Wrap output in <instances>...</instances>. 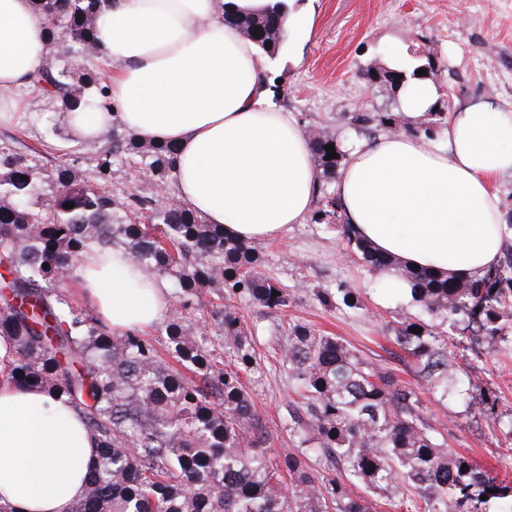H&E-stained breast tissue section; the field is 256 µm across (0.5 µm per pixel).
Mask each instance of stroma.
<instances>
[{"mask_svg": "<svg viewBox=\"0 0 512 512\" xmlns=\"http://www.w3.org/2000/svg\"><path fill=\"white\" fill-rule=\"evenodd\" d=\"M297 29L266 67L279 79L280 108L304 129L328 126L349 141L362 139L350 125L356 112H395L388 89L370 86L362 72L398 61L407 67L433 57V82L442 101L461 109L482 102L512 105V0H291ZM23 108L0 118V146L34 150L38 165L74 167L82 180L97 183L100 152L112 140L75 137L55 104L20 90ZM264 273L295 294L284 312L249 301L235 304L255 328L258 366L246 389L264 419L270 447L289 445L283 425L293 385L278 362L279 326L300 321L349 341L362 355L414 380V360L386 330L387 322L414 316L415 306L380 277L370 275L347 246L343 221L292 225L280 238L256 243ZM350 288L362 309H329L313 297L316 288ZM457 384L449 397L422 390L425 412L448 445L482 470L512 480V345L491 355L484 342L468 340L454 352Z\"/></svg>", "mask_w": 512, "mask_h": 512, "instance_id": "obj_1", "label": "stroma"}]
</instances>
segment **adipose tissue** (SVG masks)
I'll return each instance as SVG.
<instances>
[{
  "label": "adipose tissue",
  "mask_w": 512,
  "mask_h": 512,
  "mask_svg": "<svg viewBox=\"0 0 512 512\" xmlns=\"http://www.w3.org/2000/svg\"><path fill=\"white\" fill-rule=\"evenodd\" d=\"M112 61L111 105L60 120L83 140L113 125L176 148L177 199L246 241L307 221L318 173L309 137L272 103L257 47L224 21V0H106L95 26ZM50 60L32 0H0V94L29 85ZM512 176V109L448 112L435 139L405 133L356 141L332 192L355 235L403 265L469 278L494 268L507 235L494 184ZM81 285L113 333L152 329L167 285L119 248L88 244ZM0 340V504L70 512L96 443L71 404L19 386Z\"/></svg>",
  "instance_id": "ef3b65f1"
}]
</instances>
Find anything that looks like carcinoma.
Masks as SVG:
<instances>
[{"label":"carcinoma","instance_id":"obj_1","mask_svg":"<svg viewBox=\"0 0 512 512\" xmlns=\"http://www.w3.org/2000/svg\"><path fill=\"white\" fill-rule=\"evenodd\" d=\"M101 2L34 0L60 57L87 63L76 78L66 61L51 63L34 78L33 87L59 103L61 112L110 103L106 75L91 63ZM288 12V0H271L260 13L226 9L224 22L272 60L283 50L282 20ZM364 76L396 98L408 81L405 71L384 66L371 67ZM444 115L430 113V121L413 134L434 136ZM351 125L373 136L399 130L393 112H356ZM309 140L319 170L312 221L332 222L336 202L330 188L347 150L328 127L309 130ZM330 144L338 157L329 160ZM174 155L168 144L114 133L99 155V178L110 175L103 167L124 161L165 185L173 179ZM45 182L56 187L47 199L39 195ZM68 202L74 208H63ZM346 236L367 271L395 270L409 284L412 301L445 327L437 332L417 317L393 327L396 343L416 360V376L436 392L448 395L455 382L452 358L461 339L451 331L458 324L484 336L492 350L507 342L512 258L464 280L403 268L351 233ZM91 241L106 248L121 245L147 275L160 272L174 280L167 350L192 367L195 378L163 363L144 337L113 334L59 290L61 269ZM0 249L11 277L0 279L12 293L0 309V338L15 355L10 375L23 387L67 398L99 446L86 493L71 512H372V501L355 492L359 485L399 499L406 512H483L492 499L506 503L501 512H512V482H499L448 452L447 440L425 414L418 386L342 338L324 336L305 323L282 328L279 348L298 395L288 411L291 447L280 452L264 447L265 425L242 381L257 361L255 341L232 302L245 299L281 312L295 296L261 271L262 257L253 247L218 224L204 223L190 208L178 203L160 209L155 199L134 192L118 202L68 166L49 171L28 154L3 146ZM206 288L223 301L211 319L215 335L232 340L226 363L204 349L181 317ZM314 297L327 308H360L350 288L316 289ZM416 327L422 332H412ZM310 454L336 475L310 468Z\"/></svg>","mask_w":512,"mask_h":512}]
</instances>
